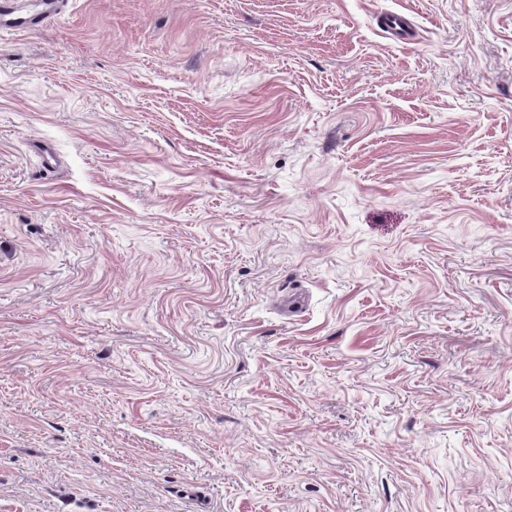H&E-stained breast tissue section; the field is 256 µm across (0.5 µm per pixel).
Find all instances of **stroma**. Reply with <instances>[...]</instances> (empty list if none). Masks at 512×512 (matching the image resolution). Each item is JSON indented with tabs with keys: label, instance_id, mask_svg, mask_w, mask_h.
I'll list each match as a JSON object with an SVG mask.
<instances>
[{
	"label": "stroma",
	"instance_id": "35a3bbf8",
	"mask_svg": "<svg viewBox=\"0 0 512 512\" xmlns=\"http://www.w3.org/2000/svg\"><path fill=\"white\" fill-rule=\"evenodd\" d=\"M0 512H512V0L1 37Z\"/></svg>",
	"mask_w": 512,
	"mask_h": 512
}]
</instances>
